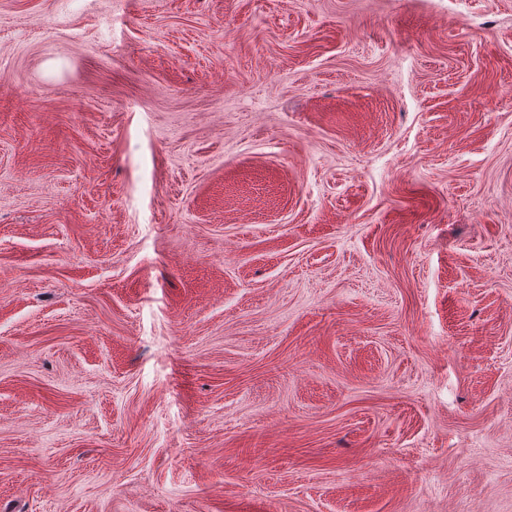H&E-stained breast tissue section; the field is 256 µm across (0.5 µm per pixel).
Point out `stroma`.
Wrapping results in <instances>:
<instances>
[{
    "mask_svg": "<svg viewBox=\"0 0 512 512\" xmlns=\"http://www.w3.org/2000/svg\"><path fill=\"white\" fill-rule=\"evenodd\" d=\"M0 512H512V0H0Z\"/></svg>",
    "mask_w": 512,
    "mask_h": 512,
    "instance_id": "35a3bbf8",
    "label": "stroma"
}]
</instances>
